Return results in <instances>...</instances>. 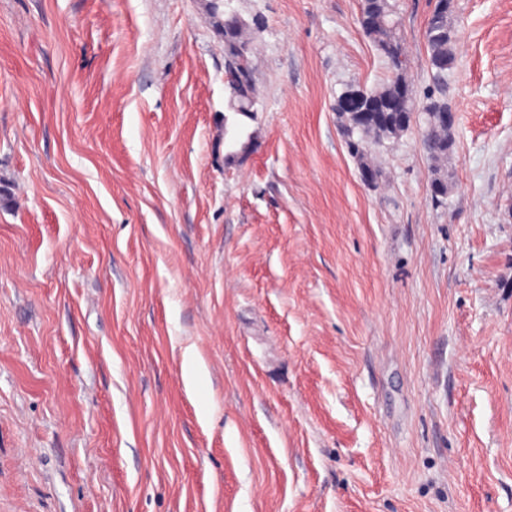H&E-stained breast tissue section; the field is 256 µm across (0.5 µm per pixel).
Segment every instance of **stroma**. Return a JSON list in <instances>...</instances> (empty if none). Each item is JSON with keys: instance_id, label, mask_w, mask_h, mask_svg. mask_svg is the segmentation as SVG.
<instances>
[{"instance_id": "1", "label": "stroma", "mask_w": 512, "mask_h": 512, "mask_svg": "<svg viewBox=\"0 0 512 512\" xmlns=\"http://www.w3.org/2000/svg\"><path fill=\"white\" fill-rule=\"evenodd\" d=\"M209 3L0 0V512H512V0H452L442 206L340 135L361 0H224L251 118ZM224 35V73L232 90L230 108L246 117L252 116L255 101L253 96L254 77L249 59V41L244 37L245 22L230 14L219 22Z\"/></svg>"}]
</instances>
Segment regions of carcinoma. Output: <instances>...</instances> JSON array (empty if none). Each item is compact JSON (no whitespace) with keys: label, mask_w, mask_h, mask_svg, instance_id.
<instances>
[{"label":"carcinoma","mask_w":512,"mask_h":512,"mask_svg":"<svg viewBox=\"0 0 512 512\" xmlns=\"http://www.w3.org/2000/svg\"><path fill=\"white\" fill-rule=\"evenodd\" d=\"M450 0L432 11L425 30L434 89L417 103L413 89L407 83L401 38L397 34L398 21L394 18L389 0H362L359 22L364 32L376 43L393 69V75L383 87L360 88L362 101L351 106L336 102L339 131L355 158L359 173L369 177V184L379 183L381 171L370 159L372 150L385 142L400 138L416 122L417 114L424 115L421 128L424 150L436 163L430 182V196L437 204H444L451 185L442 163L453 151L455 133L448 131L444 114L448 111V70L455 62L457 31L448 22ZM224 35V73L232 90L230 108L246 117L253 114L255 104L253 68L249 59V41L244 37L245 22L236 15H229L218 23Z\"/></svg>","instance_id":"obj_1"}]
</instances>
